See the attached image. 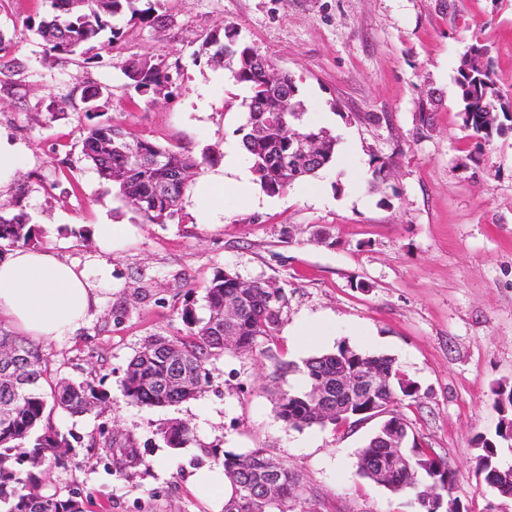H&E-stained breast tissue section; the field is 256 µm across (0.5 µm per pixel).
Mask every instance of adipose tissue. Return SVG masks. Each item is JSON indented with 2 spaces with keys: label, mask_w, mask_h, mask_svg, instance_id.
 I'll use <instances>...</instances> for the list:
<instances>
[{
  "label": "adipose tissue",
  "mask_w": 512,
  "mask_h": 512,
  "mask_svg": "<svg viewBox=\"0 0 512 512\" xmlns=\"http://www.w3.org/2000/svg\"><path fill=\"white\" fill-rule=\"evenodd\" d=\"M228 193L254 208L263 202L254 174L232 152L222 168L194 181L185 196L186 209L196 223L222 225ZM98 302L99 288L88 271L51 249L19 246L0 258V324L32 344L75 336Z\"/></svg>",
  "instance_id": "adipose-tissue-1"
}]
</instances>
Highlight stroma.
Here are the masks:
<instances>
[{
    "label": "stroma",
    "instance_id": "35a3bbf8",
    "mask_svg": "<svg viewBox=\"0 0 512 512\" xmlns=\"http://www.w3.org/2000/svg\"><path fill=\"white\" fill-rule=\"evenodd\" d=\"M155 9L164 25L115 18L123 35L112 41L111 65L82 68L48 53L24 27L45 16L44 0H0V38L8 56L25 62L12 91H0V135L19 144L22 166L0 187V204L19 199L33 218L34 246L111 284L76 336L40 346L54 374L101 384L110 396L83 415L53 411L72 448L67 467L44 473V493L77 491L84 512H209L189 483L193 472L224 453L260 448L300 479L286 512H417L410 495L356 472L380 417L338 429L279 418L277 396L305 387L297 366L311 355L287 329L313 317L321 350L344 343L390 356L416 382V400L397 408L455 468L453 495L469 512L491 504L512 512V499L477 476L474 441L495 432L494 388L512 386V130L473 164L456 97L461 59L475 42L491 47L512 95V0H157ZM224 26L295 76L307 121L338 140L336 161L312 195L291 187L258 209L225 195L228 219L214 229L182 210L149 223L85 161L84 114L53 121L40 101L91 82L101 121L197 157L209 152L201 169L216 170L225 146L240 142L246 96L205 50ZM148 53L180 67L167 94L128 84L124 66ZM425 97L435 102L429 129L419 118ZM376 156L395 163L379 191L371 187ZM99 224L127 233L126 243L101 253ZM219 271L285 288L281 326L252 352L210 358L193 399L129 401V361L149 337L184 336V308L206 316L205 285ZM170 420L192 427L187 447L172 450L160 437ZM114 430L133 433L145 461L123 477L99 444Z\"/></svg>",
    "mask_w": 512,
    "mask_h": 512
}]
</instances>
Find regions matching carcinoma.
Returning a JSON list of instances; mask_svg holds the SVG:
<instances>
[{"instance_id": "carcinoma-1", "label": "carcinoma", "mask_w": 512, "mask_h": 512, "mask_svg": "<svg viewBox=\"0 0 512 512\" xmlns=\"http://www.w3.org/2000/svg\"><path fill=\"white\" fill-rule=\"evenodd\" d=\"M46 2L49 16L39 22L36 33L54 56L77 66L112 60V43L97 47L95 41L106 29L110 30L112 38H117L120 30L111 24V19L121 14L123 8H129L131 19L141 24L153 26L159 23L154 7H135L139 0ZM209 46L213 49L211 58L232 65L235 81L246 89L244 122L238 132L263 192L277 195L307 177L316 176L336 160V137L324 127L307 123L305 103L290 73L281 72L280 88L270 87L265 74L253 65L258 50L230 27L224 28L222 35L212 37ZM125 76L130 85L143 94L157 91L172 79L170 72L161 69L151 56L125 70ZM502 84L487 46L471 45L457 79V97L462 125L474 140L473 160L483 154L484 147L494 135L512 130V99L503 93ZM96 97L98 90L95 87L78 84L65 95L51 98L46 111L58 117L82 108L88 115L95 111L93 99ZM296 137L315 138L323 143L318 158L305 168L283 162L289 142ZM82 154L100 178L112 183L122 199H138L140 207L136 211L152 224H164L177 213L200 166V162L188 153L163 147L112 124L89 125L82 142ZM154 157L166 159L174 175V179L168 181L167 191L161 194L157 189L163 173L147 163ZM393 166V160L388 157L373 159V186L386 184ZM34 232L24 210L11 212L0 206V257L14 247L30 244ZM240 282L241 277L237 274L216 272L206 286L208 316L200 318L193 310L186 309L182 313L185 337L149 338L144 349L126 367L122 381L124 396L149 406L194 398L197 392L170 388L166 386V380L178 363L181 368L196 373L201 382H206V361L226 352L224 323L215 318L214 313L224 308L228 301H237L241 306L232 326L238 337L239 351L253 350L259 337L269 336L277 330L288 301L285 289L279 287L272 291L263 281L256 282L251 288H241ZM2 344L20 350L24 378L16 384L0 380V404L11 405L10 416L0 419V512H82L80 501L71 491L66 496L57 492L42 493L39 474L45 469L64 466L71 447L67 437L45 417V413L50 405L73 415L87 413L103 403L108 395L99 386L70 381L65 384L58 381L47 392L44 384L50 378L49 364L40 349L0 326ZM343 369L359 375H367L373 370L386 375L384 382L366 389L364 398L350 407L344 421L370 418L373 416L371 410L385 406L390 413L387 421L403 430L407 443L405 448H386L383 445L384 431L376 430L358 453L357 474L393 492H413L420 512H431L426 503L428 492L435 489L444 497L451 494L456 483V470L434 449L419 444L410 435L403 417L394 411L400 398L415 397L414 382L400 373L394 359L367 354L346 345L302 361V371L310 387ZM493 395L495 406H500L501 395L507 397L508 403L496 426L495 437L480 435L476 438V445L481 450L476 458V474L482 476L487 485L495 486L499 495H512V465L505 468L499 463V443L512 441V388L500 385L493 390ZM277 408L282 420L293 427L339 426L338 422L327 423L317 415L307 389L282 393ZM160 434L170 448H184L193 438L189 425L180 421L167 423L160 428ZM104 447L110 451L112 472L119 477L144 465L134 438L126 432H112L104 440ZM399 452L411 458L412 471L392 465V458ZM223 465L224 475L234 485V496L225 503L224 512H284V502L296 496L299 490L294 474L267 457L260 448L246 453L226 452ZM269 479L275 480L280 488V497L274 501L263 494Z\"/></svg>"}]
</instances>
